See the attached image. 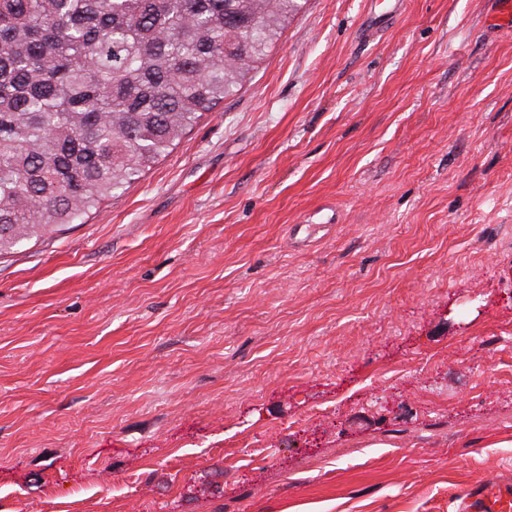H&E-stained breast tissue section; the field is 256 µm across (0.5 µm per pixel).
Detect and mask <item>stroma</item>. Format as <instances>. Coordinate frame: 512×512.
Returning <instances> with one entry per match:
<instances>
[{"mask_svg": "<svg viewBox=\"0 0 512 512\" xmlns=\"http://www.w3.org/2000/svg\"><path fill=\"white\" fill-rule=\"evenodd\" d=\"M299 2L121 197L0 256V512H453L512 470V32Z\"/></svg>", "mask_w": 512, "mask_h": 512, "instance_id": "stroma-1", "label": "stroma"}]
</instances>
